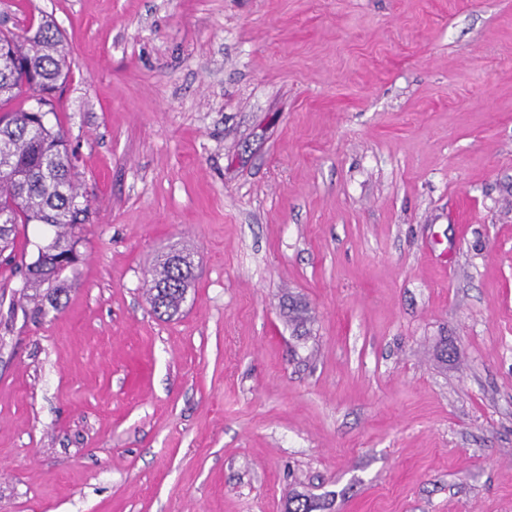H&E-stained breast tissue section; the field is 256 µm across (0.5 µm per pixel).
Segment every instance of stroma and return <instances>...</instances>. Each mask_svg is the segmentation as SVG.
I'll return each instance as SVG.
<instances>
[{"label":"stroma","mask_w":512,"mask_h":512,"mask_svg":"<svg viewBox=\"0 0 512 512\" xmlns=\"http://www.w3.org/2000/svg\"><path fill=\"white\" fill-rule=\"evenodd\" d=\"M45 14L93 221L60 311L0 260V512H512V0ZM176 253H180L185 259H188L183 264V272L172 266V263L182 266V263L172 262L174 258L172 255ZM193 266L189 255L175 249L168 253L162 263H159L158 269H155L148 288H146L147 300L154 312L172 317L180 311L194 279ZM175 269L178 270V273Z\"/></svg>","instance_id":"1"}]
</instances>
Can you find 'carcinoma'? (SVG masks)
Returning <instances> with one entry per match:
<instances>
[{
	"label": "carcinoma",
	"instance_id": "cac0c4a2",
	"mask_svg": "<svg viewBox=\"0 0 512 512\" xmlns=\"http://www.w3.org/2000/svg\"><path fill=\"white\" fill-rule=\"evenodd\" d=\"M68 55L66 37L46 16L19 32L0 31V254L15 252L19 227L51 228L32 261L21 253L23 291L36 314L45 313V301L60 309L66 272L81 261L77 245L93 214L90 201L80 200L64 130L36 110L43 103L54 112L56 92L71 75ZM176 253L170 251L146 288L153 311L169 317L180 311L194 279L187 254L183 270L175 271Z\"/></svg>",
	"mask_w": 512,
	"mask_h": 512
}]
</instances>
